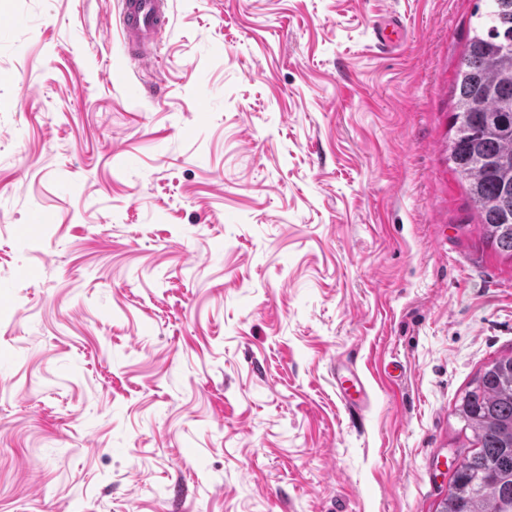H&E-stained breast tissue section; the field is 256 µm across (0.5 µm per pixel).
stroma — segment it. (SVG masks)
Wrapping results in <instances>:
<instances>
[{
  "label": "stroma",
  "instance_id": "35a3bbf8",
  "mask_svg": "<svg viewBox=\"0 0 512 512\" xmlns=\"http://www.w3.org/2000/svg\"><path fill=\"white\" fill-rule=\"evenodd\" d=\"M475 3L171 0L113 78L109 0H0V512H437L512 353L448 163ZM374 33L378 44L383 47L397 44L402 37L399 19L395 17L389 18L384 23L379 24L374 29ZM340 368L339 363L333 361L330 364L331 373L337 382V394L341 401L348 408L365 407L369 401V390L365 382L360 376L354 372H351V377H339L338 370ZM356 394L358 402H353V395Z\"/></svg>",
  "mask_w": 512,
  "mask_h": 512
}]
</instances>
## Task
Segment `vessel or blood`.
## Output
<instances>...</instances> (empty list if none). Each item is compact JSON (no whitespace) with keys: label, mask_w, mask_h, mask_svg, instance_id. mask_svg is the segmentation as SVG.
I'll list each match as a JSON object with an SVG mask.
<instances>
[{"label":"vessel or blood","mask_w":512,"mask_h":512,"mask_svg":"<svg viewBox=\"0 0 512 512\" xmlns=\"http://www.w3.org/2000/svg\"><path fill=\"white\" fill-rule=\"evenodd\" d=\"M113 10L123 37L125 64L141 67L155 37L170 24L169 0H113ZM374 33L381 46L397 44L402 37L399 19L389 18ZM336 389L345 406L356 403L363 407L369 401L368 387L359 375L339 376Z\"/></svg>","instance_id":"1"}]
</instances>
